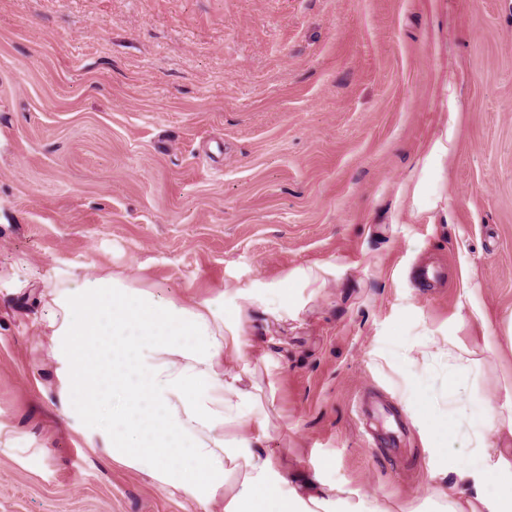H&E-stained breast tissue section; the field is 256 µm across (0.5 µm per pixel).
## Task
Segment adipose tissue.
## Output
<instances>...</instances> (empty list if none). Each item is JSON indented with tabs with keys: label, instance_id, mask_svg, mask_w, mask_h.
I'll use <instances>...</instances> for the list:
<instances>
[{
	"label": "adipose tissue",
	"instance_id": "adipose-tissue-1",
	"mask_svg": "<svg viewBox=\"0 0 512 512\" xmlns=\"http://www.w3.org/2000/svg\"><path fill=\"white\" fill-rule=\"evenodd\" d=\"M43 285L57 414L78 422L88 448L196 503L226 495L224 512H376L317 479L292 487L281 462L252 447L245 411L255 400L222 367L239 342L224 334L223 298L187 306L60 266ZM492 482L502 493L489 492ZM447 497L448 512H512V448L461 474Z\"/></svg>",
	"mask_w": 512,
	"mask_h": 512
}]
</instances>
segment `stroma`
I'll list each match as a JSON object with an SVG mask.
<instances>
[{
    "mask_svg": "<svg viewBox=\"0 0 512 512\" xmlns=\"http://www.w3.org/2000/svg\"><path fill=\"white\" fill-rule=\"evenodd\" d=\"M53 265L223 297L249 437L383 512H445L447 461L512 448L506 418L480 449L470 424L512 396V0H0V512H222L59 418ZM376 401L404 446L369 448Z\"/></svg>",
    "mask_w": 512,
    "mask_h": 512,
    "instance_id": "1",
    "label": "stroma"
}]
</instances>
